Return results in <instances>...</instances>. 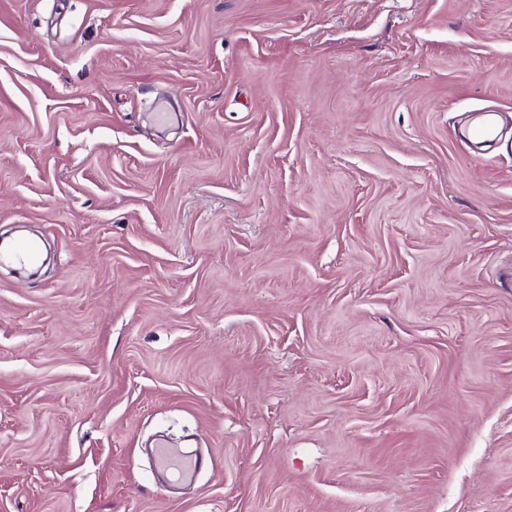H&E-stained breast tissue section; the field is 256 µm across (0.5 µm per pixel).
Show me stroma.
I'll use <instances>...</instances> for the list:
<instances>
[{
  "label": "stroma",
  "mask_w": 512,
  "mask_h": 512,
  "mask_svg": "<svg viewBox=\"0 0 512 512\" xmlns=\"http://www.w3.org/2000/svg\"><path fill=\"white\" fill-rule=\"evenodd\" d=\"M20 227L0 512H512V0H0ZM41 259V248L39 243L30 240H15L8 249L0 246V261L10 260L19 265L31 266L37 264ZM157 469L170 480H186L194 474L199 466V460L194 455H188L176 448L159 445L154 451Z\"/></svg>",
  "instance_id": "1"
}]
</instances>
